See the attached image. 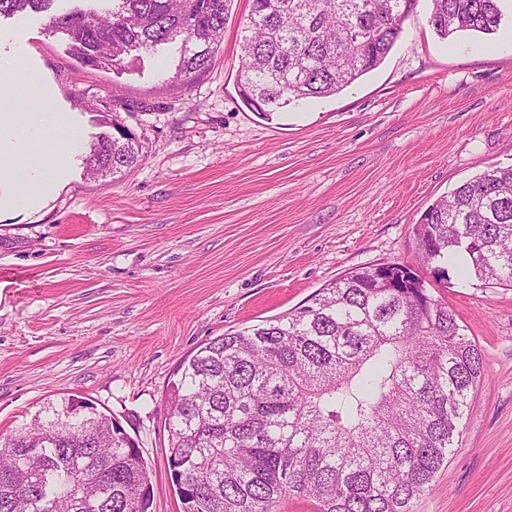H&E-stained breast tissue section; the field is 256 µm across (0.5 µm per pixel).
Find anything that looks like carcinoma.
<instances>
[{"mask_svg": "<svg viewBox=\"0 0 512 512\" xmlns=\"http://www.w3.org/2000/svg\"><path fill=\"white\" fill-rule=\"evenodd\" d=\"M0 0V19L44 13L86 66L181 42L175 75L206 71L232 0ZM241 30V99L269 115L333 96L385 60L417 0H250ZM443 39L491 34L500 0H430ZM92 143L104 176L136 166L143 145L118 123ZM418 257L512 287V168L487 170L437 199L415 224ZM166 396L169 470L186 512H415L454 446L483 373L455 315L402 264L361 267L273 320L230 331L178 368ZM150 472L133 438L69 395L0 441V512H149Z\"/></svg>", "mask_w": 512, "mask_h": 512, "instance_id": "obj_1", "label": "carcinoma"}]
</instances>
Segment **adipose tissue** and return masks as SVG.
I'll use <instances>...</instances> for the list:
<instances>
[{"label":"adipose tissue","mask_w":512,"mask_h":512,"mask_svg":"<svg viewBox=\"0 0 512 512\" xmlns=\"http://www.w3.org/2000/svg\"><path fill=\"white\" fill-rule=\"evenodd\" d=\"M18 70H0V188H9L8 204L23 206L29 187L49 184L79 141L62 137L64 119L55 112H18L14 88Z\"/></svg>","instance_id":"1"}]
</instances>
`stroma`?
Masks as SVG:
<instances>
[{
  "mask_svg": "<svg viewBox=\"0 0 512 512\" xmlns=\"http://www.w3.org/2000/svg\"><path fill=\"white\" fill-rule=\"evenodd\" d=\"M490 35L440 38L418 0L384 62L340 93L264 119L237 88L248 0L208 71L174 79L173 43L98 70L25 12L0 20L18 98L68 116L79 148L30 208L0 213V439L50 400L90 399L152 469L151 512H184L162 407L177 367L229 331L309 304L357 268L415 265L437 198L512 166V0ZM120 117L144 144L121 175L85 158ZM480 348L483 374L415 512H512V288L421 269Z\"/></svg>",
  "mask_w": 512,
  "mask_h": 512,
  "instance_id": "stroma-1",
  "label": "stroma"
}]
</instances>
